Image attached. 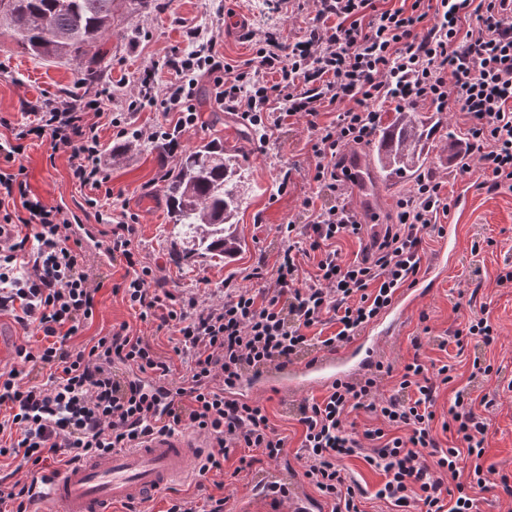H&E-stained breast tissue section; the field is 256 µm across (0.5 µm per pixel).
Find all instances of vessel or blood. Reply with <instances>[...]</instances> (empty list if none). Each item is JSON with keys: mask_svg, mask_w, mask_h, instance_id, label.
<instances>
[{"mask_svg": "<svg viewBox=\"0 0 512 512\" xmlns=\"http://www.w3.org/2000/svg\"><path fill=\"white\" fill-rule=\"evenodd\" d=\"M428 293L414 288L402 293L377 320L346 348L323 352L303 361L272 366L251 376L236 389L249 399L267 388L287 397L350 380L370 371L380 353L401 332L413 310ZM17 335L0 319V369L15 361ZM209 446L198 434L175 430L156 435L136 448L80 460L36 477L30 512H107L109 506L142 500L166 487L189 481ZM277 512H327L315 498L294 488Z\"/></svg>", "mask_w": 512, "mask_h": 512, "instance_id": "vessel-or-blood-1", "label": "vessel or blood"}]
</instances>
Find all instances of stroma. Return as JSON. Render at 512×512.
<instances>
[{
    "label": "stroma",
    "mask_w": 512,
    "mask_h": 512,
    "mask_svg": "<svg viewBox=\"0 0 512 512\" xmlns=\"http://www.w3.org/2000/svg\"><path fill=\"white\" fill-rule=\"evenodd\" d=\"M315 14L314 0H285L276 10L268 7L267 0H117L111 35L89 52L90 58L99 60L103 67L100 80L90 86L77 81L82 62L23 53L10 28L0 24V116L21 124L27 120L25 102L90 100L106 88L112 93L113 112L125 114L132 125L159 129L166 125L162 113L150 109L128 113L127 101L137 93L144 69L156 67L173 49L186 47L189 28L218 32L225 60L239 65L256 51L249 34L274 30L279 32L282 42H293L303 36ZM196 107L198 124L186 133V148L215 142L241 149L238 163L245 182L235 224L242 250L230 262L221 263L197 254L183 257L185 242L173 232L162 180L166 171L174 169L177 160L162 156L156 144L134 143L120 160L108 161L112 196L102 199L97 211L86 204L92 195L90 188L80 187L70 179L71 149L55 150L49 141L30 140L23 163L32 191L47 204L60 205L77 214L83 223H95L99 211L110 213L124 208L136 214V242L167 289L178 296L210 301L214 289L224 283H243L260 260L274 261L279 246L274 236L276 225L305 223L307 213L302 203L313 192L305 178L312 163L307 145L311 132L304 122L296 121L273 130L267 142H259L257 137L249 136L236 116L216 105L212 79L206 75L198 79ZM466 163L473 167L471 174L453 180L449 171L460 169L462 163L450 151L433 155L431 174L443 181L445 193L455 201L449 221L458 228L456 253L419 313L410 317L382 357H411L410 340L420 335L423 327H431L436 335L449 336L468 317L487 312L500 336L497 344L462 352L452 344L443 349L434 345L427 354L439 364L454 362L455 383L459 386L468 381L474 355H481L499 368V376L476 389L473 396L478 399L488 394L496 398L495 406L486 414L488 445L484 464L512 478V391L507 388L512 382V284L498 281L500 274L512 270V193L482 185L474 170L476 155H468ZM285 179L290 182V190L278 194L277 187ZM407 189L404 182L371 181L363 214L365 222L382 220L393 213L399 196ZM84 247L104 286L96 297L92 322L74 336V344L87 343L125 323L134 333L148 338L159 353L171 356L170 331L140 322L121 296L113 294L112 286L120 282L123 266L99 255L94 242H85ZM205 280L210 283L206 289L201 286ZM261 401L271 424L288 438L291 453L281 460V467H297L293 450L300 442L302 428L288 416L292 399L270 389L262 394ZM222 480L219 473L195 477L187 484L159 492L149 508L151 512H166L174 497L205 504L208 496L220 495Z\"/></svg>",
    "instance_id": "1"
}]
</instances>
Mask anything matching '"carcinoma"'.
Masks as SVG:
<instances>
[{
	"label": "carcinoma",
	"instance_id": "obj_1",
	"mask_svg": "<svg viewBox=\"0 0 512 512\" xmlns=\"http://www.w3.org/2000/svg\"><path fill=\"white\" fill-rule=\"evenodd\" d=\"M116 0H0L7 22L25 52L59 60H79L87 48L112 34ZM442 120L409 107L394 113L364 158L368 172L385 181H416L430 167L431 154L447 149ZM236 155L208 142L186 153L167 178L171 220L186 229L185 254L224 261L241 250L234 219L241 204Z\"/></svg>",
	"mask_w": 512,
	"mask_h": 512
}]
</instances>
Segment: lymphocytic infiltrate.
Instances as JSON below:
<instances>
[{"instance_id":"1","label":"lymphocytic infiltrate","mask_w":512,"mask_h":512,"mask_svg":"<svg viewBox=\"0 0 512 512\" xmlns=\"http://www.w3.org/2000/svg\"><path fill=\"white\" fill-rule=\"evenodd\" d=\"M187 39L191 51L165 59L171 81L158 85L155 68L146 69L128 103L129 111L149 107L174 115V122L164 131L131 130L113 116L118 136L159 140L177 154L197 123L196 87L205 74L213 79L216 104L260 135L304 121L314 159L307 179L334 201L318 206L304 199L307 223L275 227L282 245L274 262H260L246 284L225 288L210 303L167 290L135 244L137 215L113 218L105 252L125 262L113 290L140 322L172 328L173 352L186 365L180 381L155 389L132 382L131 374L168 380L170 361L128 324L72 345L93 319L103 284L86 268L81 239L68 244L62 237L78 216L45 204L17 162L26 139L46 138L52 147L72 148L71 176L79 186H106L101 101L35 103L29 122L14 127L1 116L12 137L0 143V313L43 336L38 346L20 345L17 356L48 373L45 383L30 386L18 369L0 371V407L8 413L0 420V458L18 460L28 471L134 448L177 429L211 440L203 475L223 471L241 448L260 449L270 465L289 452L261 402L231 398L229 389L267 366L351 343L401 289L418 283L422 244L443 235L452 208L441 182L420 180L399 199L380 239L352 259L337 248L339 238H361L363 226L344 198L346 152L369 143L386 110L425 106L462 114L465 146L476 153L484 184L512 191V0H411L399 7L388 0H317L303 37L284 45L266 33L254 56L235 66L219 54L217 36L191 29ZM281 101L287 110L272 111ZM328 108L336 117L325 123ZM306 259L312 269H304ZM431 332L427 326L413 337L414 355L400 366L378 364L376 375L337 381L321 398L299 404L303 436L294 454L331 512H365L371 495L391 512H477L475 490H489L494 479L512 495V481L484 465L488 425L467 389L455 390L450 420L440 427L455 431L456 445L439 444L438 392L452 384L454 366L427 359ZM382 372L398 373L395 393L381 392ZM359 411L373 417L372 426L358 428L351 415ZM347 457L381 475L376 493L348 471ZM465 461L471 482L447 487L445 475H458Z\"/></svg>"}]
</instances>
